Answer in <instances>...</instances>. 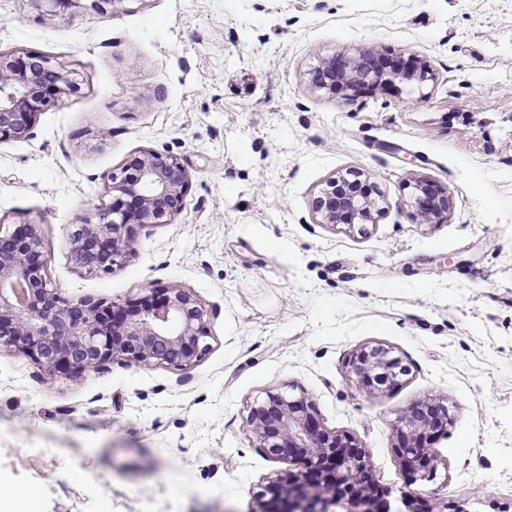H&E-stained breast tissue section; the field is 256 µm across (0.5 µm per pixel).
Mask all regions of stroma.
<instances>
[{
  "instance_id": "35a3bbf8",
  "label": "stroma",
  "mask_w": 512,
  "mask_h": 512,
  "mask_svg": "<svg viewBox=\"0 0 512 512\" xmlns=\"http://www.w3.org/2000/svg\"><path fill=\"white\" fill-rule=\"evenodd\" d=\"M374 49L436 79L350 99L314 90L320 59ZM0 52L76 85L30 137L0 141V225H35L65 299L191 288L210 348L194 365L121 359L47 377L0 348V491L36 512H258L280 470L248 423L266 391L305 395L367 449L399 506L402 411L433 395L431 512H512V0H0ZM179 157L185 209L144 224L123 267L88 274L71 234L139 152ZM364 173L373 224H322L325 182ZM446 191L417 219L411 184ZM381 344L409 368L369 395L350 371ZM414 189L420 194L414 195V206L424 223H441L448 217V196L434 185L418 181Z\"/></svg>"
}]
</instances>
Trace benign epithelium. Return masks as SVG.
<instances>
[{"label": "benign epithelium", "instance_id": "obj_1", "mask_svg": "<svg viewBox=\"0 0 512 512\" xmlns=\"http://www.w3.org/2000/svg\"><path fill=\"white\" fill-rule=\"evenodd\" d=\"M393 75L418 84L434 80L423 62L399 63ZM391 81L376 54L362 50L320 60L311 85L332 94H371ZM75 90L61 68L38 56L0 53V140L24 139L51 101ZM361 173L327 180L314 201L323 224H373L381 213ZM190 175L173 155L143 152L109 174L104 202L94 219L82 218L71 254L88 273L107 272L135 254V226L169 224L182 212ZM414 206L427 224L448 217V196L418 181ZM207 311L187 287L152 288L122 303L60 297L47 279L41 241L34 224L0 235V346L12 347L42 366L50 377L79 374L117 358L144 366H190L209 349ZM358 386L368 395L399 385L408 369L381 345L367 346L351 361ZM451 422L448 407L435 397L404 411L396 425V453L409 484L428 478L437 457L433 441ZM249 423L269 458L298 466L278 471L261 493V512H329L347 500L356 512H389V488L380 484L369 454L347 433L325 428L303 396L269 391L254 406ZM408 512H427L421 491L403 492Z\"/></svg>", "mask_w": 512, "mask_h": 512}]
</instances>
